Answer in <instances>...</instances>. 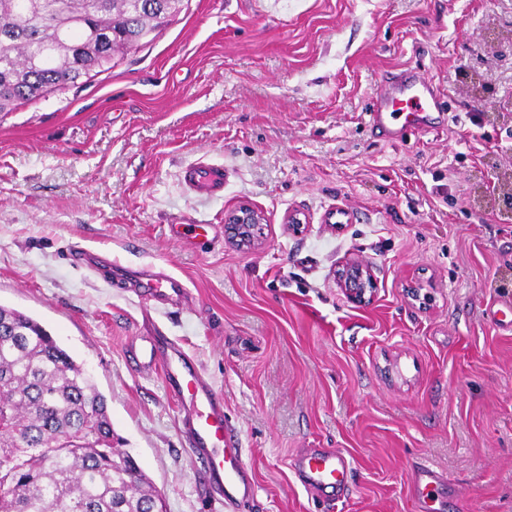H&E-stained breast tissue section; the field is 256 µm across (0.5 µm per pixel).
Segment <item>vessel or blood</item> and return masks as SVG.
<instances>
[{"instance_id": "obj_1", "label": "vessel or blood", "mask_w": 512, "mask_h": 512, "mask_svg": "<svg viewBox=\"0 0 512 512\" xmlns=\"http://www.w3.org/2000/svg\"><path fill=\"white\" fill-rule=\"evenodd\" d=\"M438 106L439 98L431 82L415 74L377 93L367 123L389 143H402L426 128L428 112ZM182 180L195 193L216 195L223 191L228 173L221 165L199 162L184 169ZM86 264L117 287L133 284L138 297L144 300L176 307L186 304L187 285L179 277L148 271L119 273L111 258L104 255L89 256ZM128 353L134 368L160 373L177 404L184 441L205 463L204 487L231 510L252 500L255 480L239 460L237 430L224 416V396L197 369L189 353L158 327L151 335L132 339ZM294 470L302 486L321 498L346 493L351 461L338 448H311L299 456ZM450 481L448 472L423 463L411 472L410 493L416 498L429 487Z\"/></svg>"}]
</instances>
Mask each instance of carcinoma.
Listing matches in <instances>:
<instances>
[{"mask_svg": "<svg viewBox=\"0 0 512 512\" xmlns=\"http://www.w3.org/2000/svg\"><path fill=\"white\" fill-rule=\"evenodd\" d=\"M183 0H0V112L82 85L153 40ZM105 397L34 318L0 306V512H166L113 447Z\"/></svg>", "mask_w": 512, "mask_h": 512, "instance_id": "obj_1", "label": "carcinoma"}]
</instances>
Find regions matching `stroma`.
Wrapping results in <instances>:
<instances>
[{
  "instance_id": "35a3bbf8",
  "label": "stroma",
  "mask_w": 512,
  "mask_h": 512,
  "mask_svg": "<svg viewBox=\"0 0 512 512\" xmlns=\"http://www.w3.org/2000/svg\"><path fill=\"white\" fill-rule=\"evenodd\" d=\"M415 68L452 111L400 145L366 114ZM512 0H184L155 40L78 88L0 113V305L38 320L87 373L167 512H225L159 373L127 345L163 325L224 395L257 496L241 512H419L412 463L448 471L433 512H512ZM216 196L182 181L199 160ZM264 212L243 250L225 212ZM305 229L294 234L289 215ZM217 234L180 238L176 222ZM182 278L186 311L143 304L70 259ZM372 266L371 304L335 272ZM342 448L326 508L291 462ZM182 180L195 193L217 195L224 190L228 173L222 165L199 162L184 169Z\"/></svg>"
}]
</instances>
